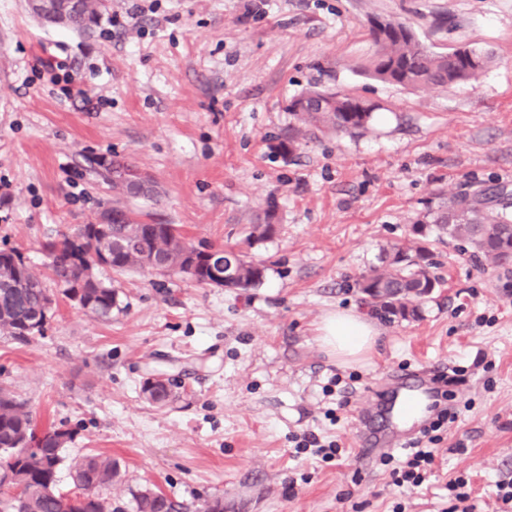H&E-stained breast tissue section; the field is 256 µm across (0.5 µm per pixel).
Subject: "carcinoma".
<instances>
[{"label":"carcinoma","mask_w":512,"mask_h":512,"mask_svg":"<svg viewBox=\"0 0 512 512\" xmlns=\"http://www.w3.org/2000/svg\"><path fill=\"white\" fill-rule=\"evenodd\" d=\"M105 0H85L84 9L68 19L66 27L84 31L96 25ZM369 30L375 50L361 64L371 78L404 88L441 86L470 82L491 63V55L474 48L461 47L451 53L432 50L419 38L412 26L400 20L373 17ZM295 123L288 133L276 138L270 148L287 157L300 145L308 128L328 129L355 134L367 129L375 106L339 91L310 89L292 98L287 105ZM119 197L112 206L123 212L118 224L101 230L94 224H81L59 242L47 245L48 269L54 280L65 287V295L81 294V299L98 317L112 316L116 293L96 275L85 273V256L95 254L101 266L116 272L142 268L141 243L149 240L160 265L184 268L185 238L172 224H162L148 213H139L127 205L131 193L121 184H112ZM498 207L478 206L475 200L455 198L433 216V226L452 239L467 242L474 253L496 265L512 262V202L499 192L493 193ZM274 206H268L263 224L251 225L247 245L270 235ZM428 224L413 228L416 238L407 248L394 247L382 264L358 283L375 309L403 319L419 314L416 302L431 295L440 280L431 271L427 247ZM243 278L256 286L263 281L266 266L248 259L241 250L229 248ZM52 299L42 280L27 263L15 261L13 253L0 251V333L27 342L29 323L51 310ZM37 426L25 402L10 390L0 388V512H112V504L100 489L112 483L118 469L109 458L87 455L73 467L75 486L84 489L81 500L65 504L56 489L57 474L65 445L73 432L54 426L43 429L37 448L29 450ZM137 512H176L173 502L157 488H145L134 495Z\"/></svg>","instance_id":"obj_1"}]
</instances>
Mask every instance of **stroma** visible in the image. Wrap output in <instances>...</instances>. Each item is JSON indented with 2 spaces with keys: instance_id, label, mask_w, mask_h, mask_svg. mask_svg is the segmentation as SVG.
I'll list each match as a JSON object with an SVG mask.
<instances>
[{
  "instance_id": "1",
  "label": "stroma",
  "mask_w": 512,
  "mask_h": 512,
  "mask_svg": "<svg viewBox=\"0 0 512 512\" xmlns=\"http://www.w3.org/2000/svg\"><path fill=\"white\" fill-rule=\"evenodd\" d=\"M371 15L493 62L444 88L376 81L359 69ZM49 63L71 75V94ZM312 85L376 104L368 130L271 152L293 121L288 100ZM113 158L148 173L155 218L203 248L242 247L274 205L275 234L248 248L263 283L102 268L111 319L79 309L45 247L111 204L99 163ZM487 186L512 193V0H112L86 34L0 0V249L20 251L53 299L44 335H0V387L38 427L73 431L60 491L74 487V459L117 463L102 490L113 512H135L146 487L180 512L218 501L224 512H448L460 475L475 512H493L496 481L512 478V266L430 240L442 284L408 320L374 312L357 287L428 213ZM342 310L378 331L349 361L318 340ZM429 369L459 416L428 480L398 487L381 458L357 455V416L394 375ZM156 374L174 394L163 406L142 392ZM310 431L338 440L342 458L296 452Z\"/></svg>"
}]
</instances>
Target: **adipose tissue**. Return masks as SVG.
I'll return each mask as SVG.
<instances>
[{
    "mask_svg": "<svg viewBox=\"0 0 512 512\" xmlns=\"http://www.w3.org/2000/svg\"><path fill=\"white\" fill-rule=\"evenodd\" d=\"M376 338L372 322L356 312H339L324 318L320 343L338 357L349 359L369 348Z\"/></svg>",
    "mask_w": 512,
    "mask_h": 512,
    "instance_id": "1",
    "label": "adipose tissue"
}]
</instances>
